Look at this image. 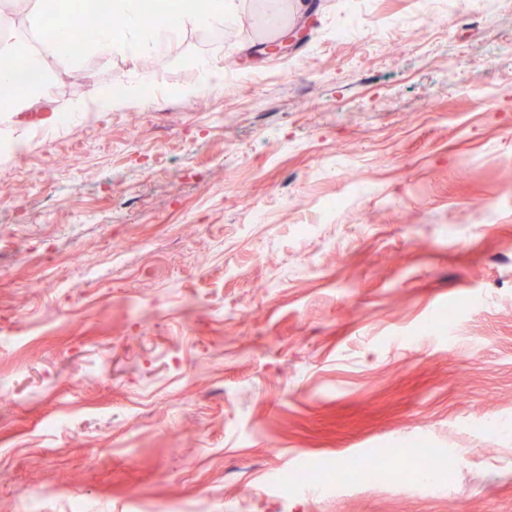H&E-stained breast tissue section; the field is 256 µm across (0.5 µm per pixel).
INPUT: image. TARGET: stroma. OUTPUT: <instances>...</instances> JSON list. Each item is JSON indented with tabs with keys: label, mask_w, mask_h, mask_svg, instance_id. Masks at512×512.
I'll use <instances>...</instances> for the list:
<instances>
[{
	"label": "stroma",
	"mask_w": 512,
	"mask_h": 512,
	"mask_svg": "<svg viewBox=\"0 0 512 512\" xmlns=\"http://www.w3.org/2000/svg\"><path fill=\"white\" fill-rule=\"evenodd\" d=\"M233 3L221 41L189 28L145 63L223 84L101 130L75 104L138 71L53 59L0 122L27 149L0 155V512H512V432L482 430L512 424V0H285L268 31ZM0 37L38 45L26 0ZM379 448L457 463L279 488ZM196 69L200 73L201 82L190 84L185 87V92L189 95L196 94L202 84H220L224 81V72L221 69H216L211 66L207 61L197 62Z\"/></svg>",
	"instance_id": "1"
}]
</instances>
